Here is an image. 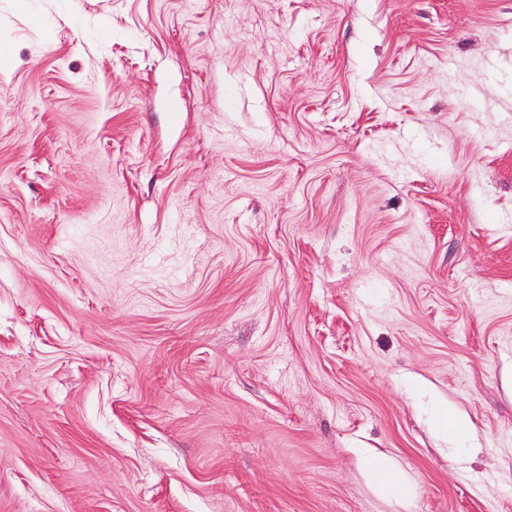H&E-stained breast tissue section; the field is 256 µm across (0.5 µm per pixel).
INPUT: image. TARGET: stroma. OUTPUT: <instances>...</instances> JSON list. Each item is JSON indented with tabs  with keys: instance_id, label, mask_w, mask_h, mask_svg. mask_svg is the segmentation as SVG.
Returning a JSON list of instances; mask_svg holds the SVG:
<instances>
[{
	"instance_id": "35a3bbf8",
	"label": "stroma",
	"mask_w": 512,
	"mask_h": 512,
	"mask_svg": "<svg viewBox=\"0 0 512 512\" xmlns=\"http://www.w3.org/2000/svg\"><path fill=\"white\" fill-rule=\"evenodd\" d=\"M0 512H512V0H0Z\"/></svg>"
}]
</instances>
